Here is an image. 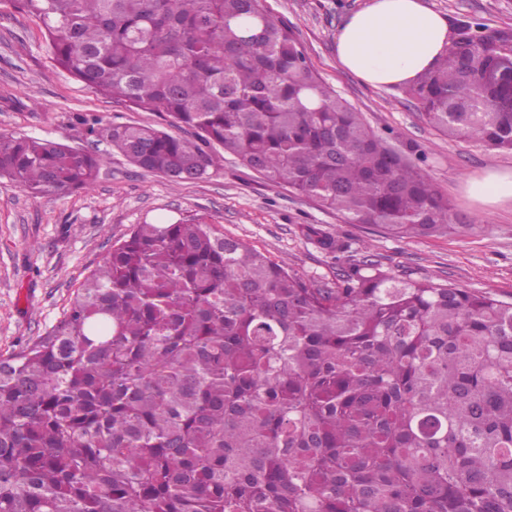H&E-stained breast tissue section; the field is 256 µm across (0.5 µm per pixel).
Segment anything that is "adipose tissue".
Instances as JSON below:
<instances>
[{
    "label": "adipose tissue",
    "mask_w": 512,
    "mask_h": 512,
    "mask_svg": "<svg viewBox=\"0 0 512 512\" xmlns=\"http://www.w3.org/2000/svg\"><path fill=\"white\" fill-rule=\"evenodd\" d=\"M451 47L446 19L422 0H369L336 34L338 64L375 87L412 83Z\"/></svg>",
    "instance_id": "obj_1"
}]
</instances>
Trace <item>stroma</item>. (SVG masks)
<instances>
[{"instance_id": "1", "label": "stroma", "mask_w": 512, "mask_h": 512, "mask_svg": "<svg viewBox=\"0 0 512 512\" xmlns=\"http://www.w3.org/2000/svg\"><path fill=\"white\" fill-rule=\"evenodd\" d=\"M367 0H266L271 16L299 38L315 72L415 165L451 203L463 233L394 238L343 223L225 155L204 180L172 185L132 165L79 121L165 127L163 116L95 93L54 66L42 24L0 0V132L25 134L88 152H105L93 190L31 196L0 182V355L20 351L57 322L74 289L134 225L194 217L216 225L307 279L334 282L333 259L307 239L315 225L336 233L348 253L368 250L392 273L449 281L512 299V202L484 207L466 193L470 179L512 172V152L448 137L420 117L402 87H373L344 71L335 40L343 18ZM449 24L466 19L512 27V0H423Z\"/></svg>"}]
</instances>
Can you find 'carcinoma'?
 Instances as JSON below:
<instances>
[{
  "label": "carcinoma",
  "mask_w": 512,
  "mask_h": 512,
  "mask_svg": "<svg viewBox=\"0 0 512 512\" xmlns=\"http://www.w3.org/2000/svg\"><path fill=\"white\" fill-rule=\"evenodd\" d=\"M10 2L56 66L190 133L81 117L145 172L203 180L218 146L346 224L464 228L264 0ZM510 77L512 29L461 20L405 93L512 151ZM107 161L0 132V179L31 195L87 191ZM306 236L332 284L195 218L112 245L50 332L0 356V512H512V301Z\"/></svg>",
  "instance_id": "carcinoma-1"
}]
</instances>
